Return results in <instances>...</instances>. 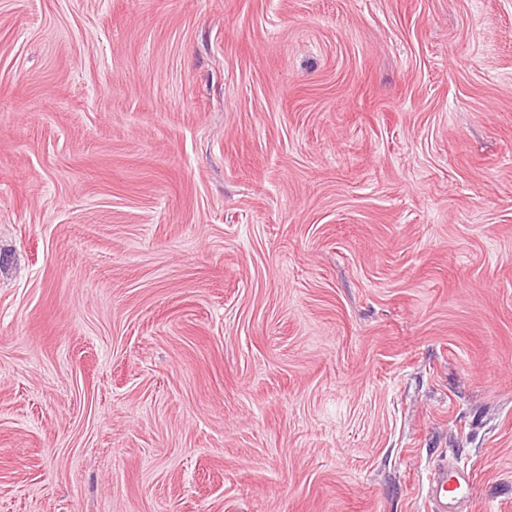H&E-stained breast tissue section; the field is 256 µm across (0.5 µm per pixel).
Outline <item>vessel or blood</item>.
I'll list each match as a JSON object with an SVG mask.
<instances>
[{"label": "vessel or blood", "mask_w": 512, "mask_h": 512, "mask_svg": "<svg viewBox=\"0 0 512 512\" xmlns=\"http://www.w3.org/2000/svg\"><path fill=\"white\" fill-rule=\"evenodd\" d=\"M471 484V472L462 460L434 465L427 475L426 488L431 512H460L462 506L471 503Z\"/></svg>", "instance_id": "vessel-or-blood-1"}]
</instances>
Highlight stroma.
<instances>
[{
    "label": "stroma",
    "instance_id": "stroma-1",
    "mask_svg": "<svg viewBox=\"0 0 512 512\" xmlns=\"http://www.w3.org/2000/svg\"><path fill=\"white\" fill-rule=\"evenodd\" d=\"M512 512V0H0V512ZM426 495L431 512H462L461 505L470 506L467 493L471 472L462 459L444 461L433 466L427 475Z\"/></svg>",
    "mask_w": 512,
    "mask_h": 512
}]
</instances>
